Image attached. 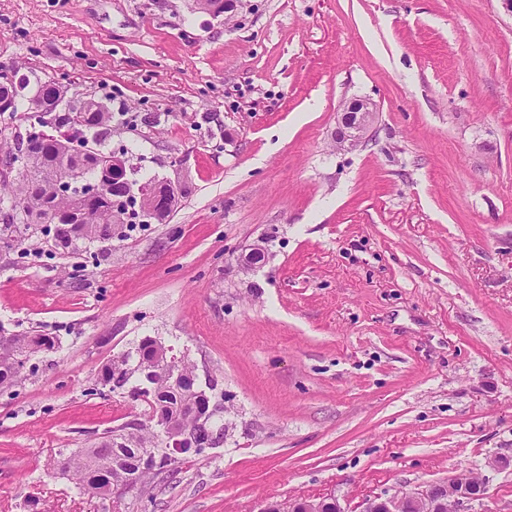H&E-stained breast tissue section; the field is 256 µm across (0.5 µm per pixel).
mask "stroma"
Returning <instances> with one entry per match:
<instances>
[{
	"instance_id": "35a3bbf8",
	"label": "stroma",
	"mask_w": 512,
	"mask_h": 512,
	"mask_svg": "<svg viewBox=\"0 0 512 512\" xmlns=\"http://www.w3.org/2000/svg\"><path fill=\"white\" fill-rule=\"evenodd\" d=\"M1 64L107 100L103 150L177 201L0 250V334L57 340L0 392V512H361L466 477L465 512H512V0H0ZM353 98L373 132L340 148ZM147 338L229 434L79 494L61 462L146 419L96 378ZM259 512H343V510L335 498L322 496L295 498L288 500V503H266Z\"/></svg>"
}]
</instances>
